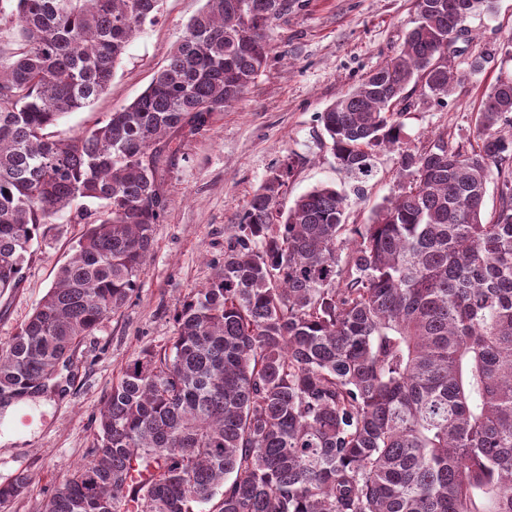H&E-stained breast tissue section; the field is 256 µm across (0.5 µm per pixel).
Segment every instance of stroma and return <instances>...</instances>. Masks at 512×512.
<instances>
[{"label":"stroma","mask_w":512,"mask_h":512,"mask_svg":"<svg viewBox=\"0 0 512 512\" xmlns=\"http://www.w3.org/2000/svg\"><path fill=\"white\" fill-rule=\"evenodd\" d=\"M490 14L469 18L448 48L462 78L452 93L426 99L410 89L398 149L382 151L365 196L351 199L348 221L369 223L373 210L395 194L399 150L427 145L440 130L468 143L477 135L485 93L512 77V0H494ZM204 0H163L158 19L127 47L108 91L91 106L62 117L51 129L63 138L93 126L150 83ZM416 18L414 0H294L268 32L271 53L255 85L237 103L213 113L206 128L185 135L165 176L166 207L138 287L119 311L87 337L70 368L74 386L62 400L19 404L0 418V482L29 473L30 492L7 512H40L67 470L96 444L94 415L126 363L173 336V315L224 259L230 229L267 176L291 162L285 205L320 185L345 190L349 180L330 151L320 112L400 48ZM495 49L485 68L469 73L471 57ZM75 203L33 245L23 278L0 297V346L8 344L51 287L58 268L84 233Z\"/></svg>","instance_id":"1"}]
</instances>
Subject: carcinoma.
<instances>
[{
  "instance_id": "carcinoma-1",
  "label": "carcinoma",
  "mask_w": 512,
  "mask_h": 512,
  "mask_svg": "<svg viewBox=\"0 0 512 512\" xmlns=\"http://www.w3.org/2000/svg\"><path fill=\"white\" fill-rule=\"evenodd\" d=\"M162 0H0V296L76 201L98 204L69 262L7 348L0 416L72 387L85 337L135 292L165 211L174 141L264 71L290 0H206L135 99L67 138ZM492 0H415L400 51L319 115L357 182L398 144L405 90L451 93L461 17ZM477 141L442 130L399 153L398 192L369 224L320 186L283 208L291 163L253 195L175 333L143 350L97 413V446L42 512H512V78ZM497 170L499 206L483 216ZM345 251L340 256L337 250ZM32 477L0 482V512Z\"/></svg>"
}]
</instances>
